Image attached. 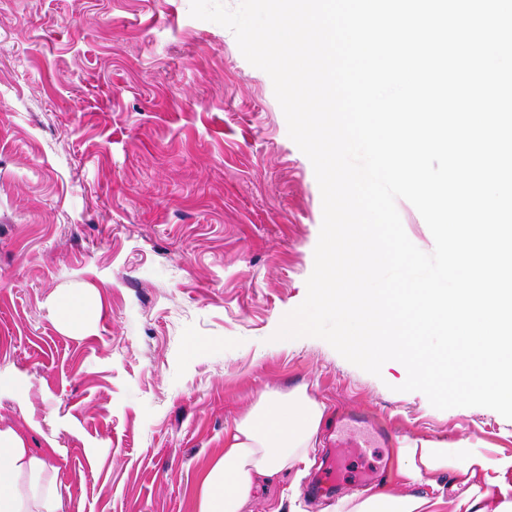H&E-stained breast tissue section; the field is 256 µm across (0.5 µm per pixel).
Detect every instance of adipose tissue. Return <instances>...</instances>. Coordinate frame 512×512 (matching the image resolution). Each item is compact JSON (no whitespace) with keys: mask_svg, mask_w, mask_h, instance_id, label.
I'll return each mask as SVG.
<instances>
[{"mask_svg":"<svg viewBox=\"0 0 512 512\" xmlns=\"http://www.w3.org/2000/svg\"><path fill=\"white\" fill-rule=\"evenodd\" d=\"M326 406L306 387L262 391L224 434V454L205 473L198 512H245L258 478H303L325 421ZM449 475L455 512H512V454L489 457L470 439H403L396 450V486L344 495L324 512H440L437 476ZM62 498L46 453L27 448L12 427H0V512H61Z\"/></svg>","mask_w":512,"mask_h":512,"instance_id":"1","label":"adipose tissue"}]
</instances>
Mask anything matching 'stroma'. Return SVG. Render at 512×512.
<instances>
[{"instance_id": "35a3bbf8", "label": "stroma", "mask_w": 512, "mask_h": 512, "mask_svg": "<svg viewBox=\"0 0 512 512\" xmlns=\"http://www.w3.org/2000/svg\"><path fill=\"white\" fill-rule=\"evenodd\" d=\"M190 0H0V426L51 449L62 512H197L224 430L268 388L306 386L392 439L512 454V420L434 408L314 337L274 340L305 299L322 223L308 157L270 77ZM72 289L100 309L76 333ZM323 429L302 480L247 512H323ZM393 480L395 451L349 456L332 497ZM90 304L85 293L73 291L61 295L54 306L57 321L69 329H80L90 316Z\"/></svg>"}]
</instances>
